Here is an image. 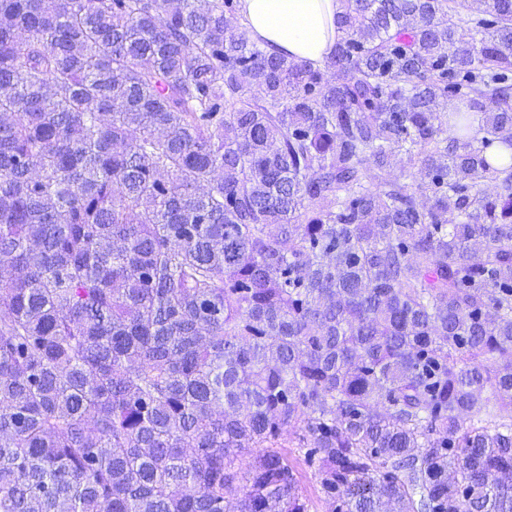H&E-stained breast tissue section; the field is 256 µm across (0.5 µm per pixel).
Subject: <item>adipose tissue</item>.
Segmentation results:
<instances>
[{"label": "adipose tissue", "mask_w": 512, "mask_h": 512, "mask_svg": "<svg viewBox=\"0 0 512 512\" xmlns=\"http://www.w3.org/2000/svg\"><path fill=\"white\" fill-rule=\"evenodd\" d=\"M338 0H241L252 38L267 53L323 63L335 48Z\"/></svg>", "instance_id": "ef3b65f1"}]
</instances>
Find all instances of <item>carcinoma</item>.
Segmentation results:
<instances>
[{"instance_id": "obj_1", "label": "carcinoma", "mask_w": 512, "mask_h": 512, "mask_svg": "<svg viewBox=\"0 0 512 512\" xmlns=\"http://www.w3.org/2000/svg\"><path fill=\"white\" fill-rule=\"evenodd\" d=\"M240 8L0 0V512H512V0ZM337 0H241L252 38L268 54L323 63L335 48ZM297 431L295 428L286 429L279 439L283 448H277L280 452L286 454L296 466L297 477L305 495L311 502L312 512H325L326 505L321 498L320 487L316 482L312 469L308 468L298 456V448H294L297 443Z\"/></svg>"}]
</instances>
